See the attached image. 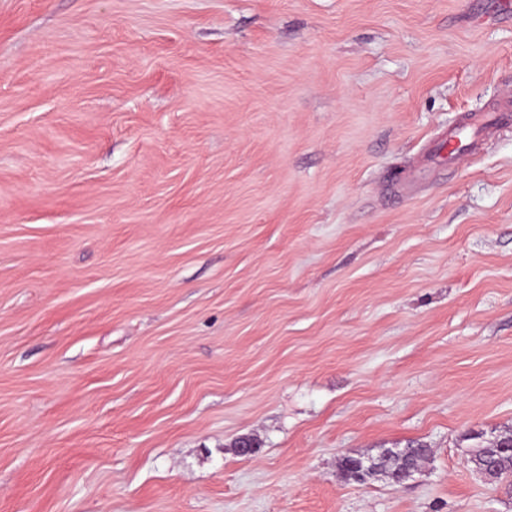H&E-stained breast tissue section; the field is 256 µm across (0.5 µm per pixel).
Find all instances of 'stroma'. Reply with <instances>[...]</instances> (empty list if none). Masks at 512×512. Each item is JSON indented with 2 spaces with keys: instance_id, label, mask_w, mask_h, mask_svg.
Segmentation results:
<instances>
[{
  "instance_id": "35a3bbf8",
  "label": "stroma",
  "mask_w": 512,
  "mask_h": 512,
  "mask_svg": "<svg viewBox=\"0 0 512 512\" xmlns=\"http://www.w3.org/2000/svg\"><path fill=\"white\" fill-rule=\"evenodd\" d=\"M509 434L512 0H0V512H512ZM500 448H499V447ZM512 437H508L501 441V443L498 445V442L496 444H487V445H479L475 448H470L469 455L470 458L477 456L480 458L483 462L485 461H493L496 462L499 470L501 471H507L511 472L512 474V455L504 449L508 448L510 451H512ZM474 462V461H473ZM476 470H478L480 473L484 474L486 477H488L490 480H498L501 478V472L489 465L481 464L475 466ZM388 449V448H386ZM384 449V450H386ZM394 451L400 453V457H384L383 451L380 453V455L377 456V460L379 461V466L381 467V472L379 475L389 479L393 480V478L390 476L391 473H393L396 469H399L402 467L403 464H409L412 468L417 469L418 462L423 459L428 454V448H424L422 446H417L414 448H393ZM382 455V457H380ZM401 456H404L402 459ZM404 460L403 464L402 461ZM404 480V477H397L396 482H401ZM394 481V482H395Z\"/></svg>"
}]
</instances>
